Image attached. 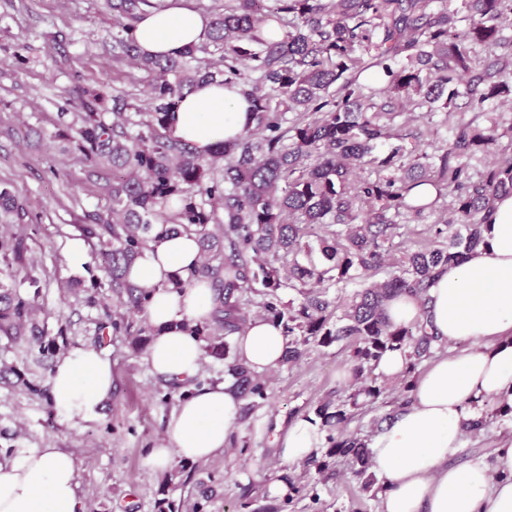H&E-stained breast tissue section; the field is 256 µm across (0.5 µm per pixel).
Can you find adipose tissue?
I'll return each instance as SVG.
<instances>
[{
  "label": "adipose tissue",
  "instance_id": "adipose-tissue-1",
  "mask_svg": "<svg viewBox=\"0 0 512 512\" xmlns=\"http://www.w3.org/2000/svg\"><path fill=\"white\" fill-rule=\"evenodd\" d=\"M166 2L134 25L141 54L179 56L209 28V18L189 0ZM250 109L239 87L201 83L184 95L170 131L205 156L251 124ZM482 235L481 247L444 269L429 289L437 336L469 343V350L432 361L415 381L411 406L370 444L382 480L381 512H512V446L499 449L491 468L453 461L463 421L481 418L486 400L512 404V196L496 201ZM200 262L196 237L178 234L151 243L128 272L131 282L151 292L145 308L156 329L147 351L151 368L178 383L195 377L204 359L201 341L180 324L208 319L215 306L207 280L191 276ZM178 277L191 278V285L171 287ZM232 343L235 356L261 376L280 366L288 338L272 321L254 316ZM50 385L59 415L90 419L112 395V361L95 348H74L57 361ZM241 405L227 383L181 399L144 467L163 470L177 458L203 461L223 451ZM279 442L288 462L305 460L323 444L320 423L298 418ZM76 471L75 458L59 448H28L0 462V512H85Z\"/></svg>",
  "mask_w": 512,
  "mask_h": 512
}]
</instances>
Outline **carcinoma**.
<instances>
[{
    "label": "carcinoma",
    "instance_id": "obj_1",
    "mask_svg": "<svg viewBox=\"0 0 512 512\" xmlns=\"http://www.w3.org/2000/svg\"><path fill=\"white\" fill-rule=\"evenodd\" d=\"M268 2L224 0L208 31V41L222 50L218 69L198 59L204 45H191L178 58L141 55L130 30L150 0H112L120 28L114 56L155 78L143 111L124 97L112 99L110 124L99 88L77 84L70 90L80 109L78 150L93 167L112 171V209L84 231L109 237L105 273L126 296L124 306L138 311L147 299L126 277L135 258L164 233L196 235L202 264L191 277L210 280L216 307L189 330L206 353L227 361L243 399L269 398L266 382L231 358L232 337L253 314L296 337L285 362L300 360L311 345L342 346L355 388L324 400L314 414L326 432V456L349 458L368 489L375 483L368 444L343 435L341 425L383 394L373 373L389 351L406 359L398 410L408 409L417 367L441 342L431 332L434 275L480 247L494 200L512 195V157L481 174L469 164L512 134V117L498 114L482 129L455 122L436 168L417 144L405 143L420 134L392 132L396 107L418 96L424 103L442 99L449 111L461 96L483 103L511 93L512 63L496 59L478 70L473 51L507 43L500 20L512 14V0H469L470 15L463 18L435 7L436 0ZM464 20L467 25L458 27ZM368 70L370 81L384 88L365 91L359 76ZM217 80L242 89L252 103L253 126L204 158L170 135L167 120L186 92ZM380 93L388 98L377 104ZM289 113L296 117L288 119ZM389 138L398 144L378 153ZM423 185L435 188V199L412 194ZM445 188L453 219L429 225L430 243L404 253L386 278L375 279L388 263L385 243L406 219L434 209ZM0 209L25 216L8 187L0 189ZM0 261L18 265L20 273L22 241L0 236ZM349 284L356 288L345 301L329 296L331 288ZM285 287L301 300L282 302L278 290ZM401 294L420 301L421 316L396 326L385 305ZM34 316V302L0 285V332L28 336L29 346L47 352L31 325ZM508 416L512 405L492 401L484 417L463 430L478 433Z\"/></svg>",
    "mask_w": 512,
    "mask_h": 512
}]
</instances>
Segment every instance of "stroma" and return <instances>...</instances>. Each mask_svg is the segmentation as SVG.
Returning <instances> with one entry per match:
<instances>
[{"instance_id": "obj_1", "label": "stroma", "mask_w": 512, "mask_h": 512, "mask_svg": "<svg viewBox=\"0 0 512 512\" xmlns=\"http://www.w3.org/2000/svg\"><path fill=\"white\" fill-rule=\"evenodd\" d=\"M117 30L106 0H0V184H11L28 216L0 213V235L23 237L25 279L48 358L27 344L0 336V459L26 448L51 446L77 462L78 494L87 512H381L379 487L364 489L350 461L332 457L324 471L283 461L278 428L313 415L326 396L347 389L349 369L338 346L309 347L295 363L266 374L269 398L231 431L224 452L208 460H174L172 479L143 461L164 436L181 396L224 380L225 363L205 357L191 383L171 388L147 361L137 331L146 316L123 312L103 271V246L83 231L90 215L107 214L103 185L110 171L85 163L66 138L78 120L68 102L74 83L103 84L107 96L145 104L150 77L113 56ZM440 104L408 106L397 125L420 131V149L437 155L448 132ZM84 251L74 254L73 241ZM124 315L127 326L114 330ZM92 346L112 360V396L88 420H66L51 402L50 375L57 360ZM401 399L391 380L379 400L344 425L346 434L370 437L376 419ZM512 444V420L494 421L479 435L463 434L458 464L494 466L497 448ZM280 481L291 497L272 495Z\"/></svg>"}]
</instances>
